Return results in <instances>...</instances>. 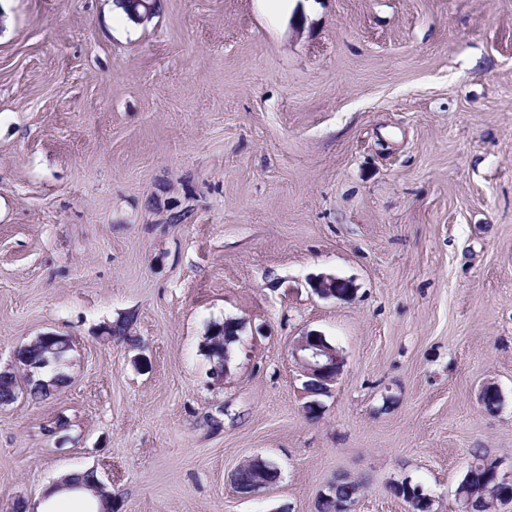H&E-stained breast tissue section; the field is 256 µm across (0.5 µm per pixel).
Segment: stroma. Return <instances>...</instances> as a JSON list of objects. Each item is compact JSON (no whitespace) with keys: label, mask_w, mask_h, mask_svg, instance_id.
<instances>
[{"label":"stroma","mask_w":512,"mask_h":512,"mask_svg":"<svg viewBox=\"0 0 512 512\" xmlns=\"http://www.w3.org/2000/svg\"><path fill=\"white\" fill-rule=\"evenodd\" d=\"M46 332L67 384L0 408V512L74 468L119 512H316L339 474L457 512L473 449L512 472V0H0V370ZM307 332L345 359L315 419ZM239 322L235 320H226L224 323H216L212 326L210 334L205 340L206 355L216 364L224 361L223 365L218 363L214 366L213 375L216 379H222L223 366L227 364L229 357L224 360V353L237 340L239 332Z\"/></svg>","instance_id":"1"}]
</instances>
